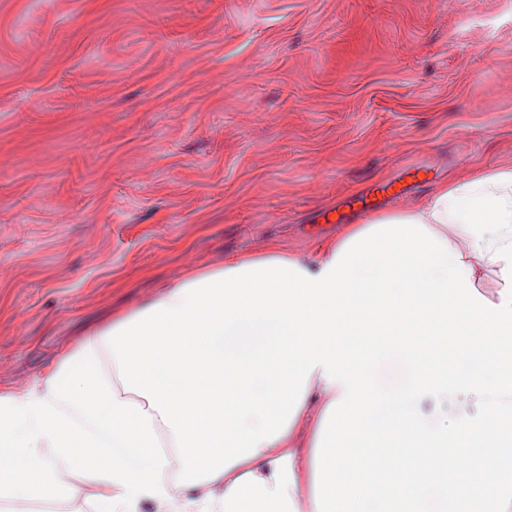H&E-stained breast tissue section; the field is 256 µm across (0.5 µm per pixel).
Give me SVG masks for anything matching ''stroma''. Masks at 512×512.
<instances>
[{"label": "stroma", "instance_id": "1", "mask_svg": "<svg viewBox=\"0 0 512 512\" xmlns=\"http://www.w3.org/2000/svg\"><path fill=\"white\" fill-rule=\"evenodd\" d=\"M502 167L512 0H0V393L225 257L316 259L351 196Z\"/></svg>", "mask_w": 512, "mask_h": 512}]
</instances>
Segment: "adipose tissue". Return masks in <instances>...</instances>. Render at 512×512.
Listing matches in <instances>:
<instances>
[{"label":"adipose tissue","mask_w":512,"mask_h":512,"mask_svg":"<svg viewBox=\"0 0 512 512\" xmlns=\"http://www.w3.org/2000/svg\"><path fill=\"white\" fill-rule=\"evenodd\" d=\"M408 370L384 405L375 368ZM464 395L451 421L431 409ZM421 452L430 484L345 483ZM512 512V169L368 218L315 260L268 245L183 278L0 393V503L99 493L95 512Z\"/></svg>","instance_id":"adipose-tissue-1"}]
</instances>
